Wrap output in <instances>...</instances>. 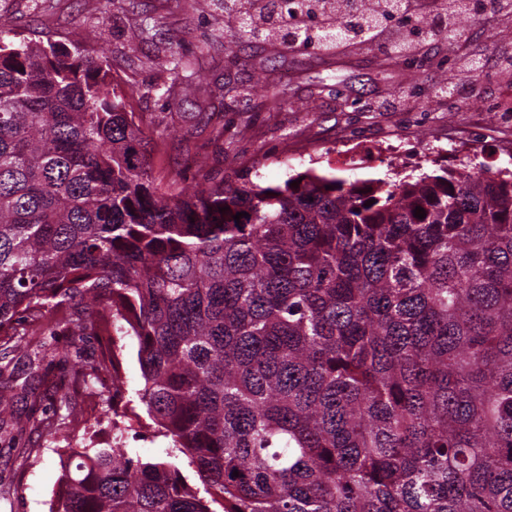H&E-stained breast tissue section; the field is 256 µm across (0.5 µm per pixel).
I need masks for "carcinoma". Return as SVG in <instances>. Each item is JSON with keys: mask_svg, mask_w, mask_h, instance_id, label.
<instances>
[{"mask_svg": "<svg viewBox=\"0 0 512 512\" xmlns=\"http://www.w3.org/2000/svg\"><path fill=\"white\" fill-rule=\"evenodd\" d=\"M7 32L0 354L51 317L50 363L99 354L30 361L21 396L68 416L0 431L65 424L103 375L123 397L131 336L166 440L66 449L49 512H512V170L166 190L107 61Z\"/></svg>", "mask_w": 512, "mask_h": 512, "instance_id": "cac0c4a2", "label": "carcinoma"}]
</instances>
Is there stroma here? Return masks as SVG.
I'll list each match as a JSON object with an SVG mask.
<instances>
[{"label": "stroma", "mask_w": 512, "mask_h": 512, "mask_svg": "<svg viewBox=\"0 0 512 512\" xmlns=\"http://www.w3.org/2000/svg\"><path fill=\"white\" fill-rule=\"evenodd\" d=\"M0 15L18 39L80 45L88 29L102 30L91 48L131 91L145 135L163 141L154 169L166 186L253 168L262 184L277 185L309 169L354 182L512 165V77L499 69L512 56V19L465 16L467 43L452 47L434 37L417 54L390 60L377 42L327 54L241 34L225 21L224 0H207L200 10L189 0H0ZM465 55L481 58L484 72L460 73ZM187 76L204 94L172 102L170 88ZM225 83L233 92L213 96ZM449 83L456 94L440 95ZM201 112L223 126V141L199 130ZM121 343L125 393L114 407L122 441L153 457L163 440L128 415L143 383L137 345L129 336ZM83 408L81 420L34 438L29 459L10 461L0 475L12 480V491L0 512H48L59 490V451L111 441L113 423L100 404L89 399Z\"/></svg>", "instance_id": "35a3bbf8"}]
</instances>
